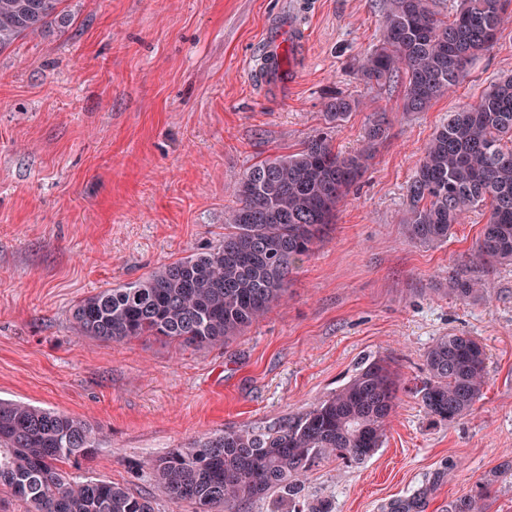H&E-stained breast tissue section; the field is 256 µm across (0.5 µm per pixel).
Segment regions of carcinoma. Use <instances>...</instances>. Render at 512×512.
Wrapping results in <instances>:
<instances>
[{
  "label": "carcinoma",
  "instance_id": "cac0c4a2",
  "mask_svg": "<svg viewBox=\"0 0 512 512\" xmlns=\"http://www.w3.org/2000/svg\"><path fill=\"white\" fill-rule=\"evenodd\" d=\"M64 0H0V53L28 35L71 23ZM512 0H459L445 22L431 0H390L382 43L358 73L379 86L402 73L403 108L423 112L453 89L467 66L489 49ZM359 106L342 96L325 105L338 125ZM369 154L342 155L324 134L291 154L269 156L236 182L238 206L224 218V240L213 249L162 265L144 279L105 288L77 304L76 331L122 342L140 336L195 347L229 344L288 295L289 277L323 241L336 208L362 177ZM407 238L423 245L448 241L468 213L488 218L465 268L449 291L475 298L480 273L512 264V75L490 84L470 108L448 114L434 132L405 191ZM484 346L464 334L438 337L424 355V376L400 382L389 364L373 360L313 406L274 424L241 426L199 436L149 463L161 493L194 512H245L279 494L289 512H332L309 502L304 477L331 456L360 464L383 444L398 394L408 392L427 415L450 424L467 415L487 382ZM95 429L83 420L21 402L0 400V492L23 512H156L155 499L107 480L77 482L63 468L92 458ZM512 470H496L448 512H487L490 488Z\"/></svg>",
  "mask_w": 512,
  "mask_h": 512
}]
</instances>
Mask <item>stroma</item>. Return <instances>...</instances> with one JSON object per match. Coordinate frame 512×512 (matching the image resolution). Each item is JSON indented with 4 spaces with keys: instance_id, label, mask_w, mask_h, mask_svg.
Wrapping results in <instances>:
<instances>
[{
    "instance_id": "stroma-1",
    "label": "stroma",
    "mask_w": 512,
    "mask_h": 512,
    "mask_svg": "<svg viewBox=\"0 0 512 512\" xmlns=\"http://www.w3.org/2000/svg\"><path fill=\"white\" fill-rule=\"evenodd\" d=\"M64 31L0 53V399L92 424L96 455L74 479L160 496L150 462L205 433L267 426L343 386L365 360L404 381L451 333L476 338L487 384L444 425L401 395L381 448L362 464L323 460L305 493L335 512H448L512 460V264L488 267V300L458 299L448 277L479 238L474 211L448 241L404 235L405 186L435 128L512 74V19L463 81L422 112L404 79L356 71L382 37L389 0H66ZM296 25L291 76L268 87L257 63L269 26ZM356 111L328 128L334 94ZM383 115L384 137L367 126ZM329 132L336 151L370 148L361 180L288 299L228 345L78 335L74 306L104 288L218 245L232 188L252 164Z\"/></svg>"
}]
</instances>
